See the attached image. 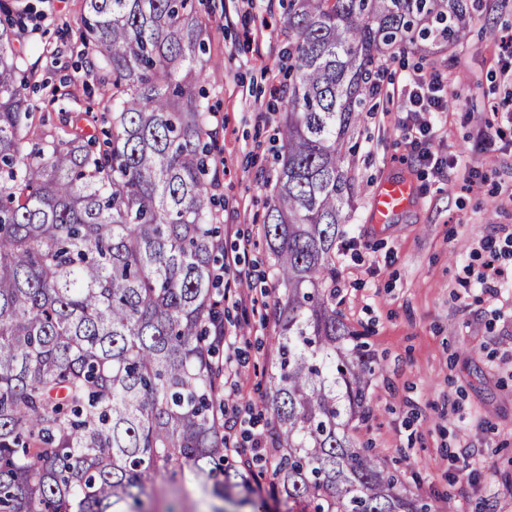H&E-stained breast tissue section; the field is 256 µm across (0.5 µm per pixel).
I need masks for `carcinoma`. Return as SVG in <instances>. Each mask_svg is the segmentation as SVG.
<instances>
[{
  "mask_svg": "<svg viewBox=\"0 0 512 512\" xmlns=\"http://www.w3.org/2000/svg\"><path fill=\"white\" fill-rule=\"evenodd\" d=\"M194 0H86L112 127L36 129L0 0V512H150L145 472L195 474L218 500L254 492L226 463L224 255L210 195L216 142ZM467 0H289L281 166L263 224L284 293L271 376L276 476L309 512H428L359 447L374 358L336 311L343 168L378 61L466 36Z\"/></svg>",
  "mask_w": 512,
  "mask_h": 512,
  "instance_id": "carcinoma-1",
  "label": "carcinoma"
}]
</instances>
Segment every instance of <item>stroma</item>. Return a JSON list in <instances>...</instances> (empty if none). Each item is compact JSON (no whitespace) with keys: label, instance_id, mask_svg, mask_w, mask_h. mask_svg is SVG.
Segmentation results:
<instances>
[{"label":"stroma","instance_id":"1","mask_svg":"<svg viewBox=\"0 0 512 512\" xmlns=\"http://www.w3.org/2000/svg\"><path fill=\"white\" fill-rule=\"evenodd\" d=\"M465 39L424 43L387 54L389 72L421 65L447 75L451 113L441 149L462 167L435 173L404 160L398 99L361 112L348 141L353 190L336 240V308L365 332L376 359L370 413L358 423L362 446L381 452L415 497L436 512H512V286L497 297L462 289L477 272L487 238L512 233V133L488 149L477 131L488 103L512 110L500 82L495 39L512 34V0H478ZM25 10L16 47L33 87L29 103L47 124L91 111L98 127L96 53L78 39L85 0H12ZM287 0H194L209 15L204 88L217 149L212 194L224 245L237 265L225 268L224 328L239 353V389L226 417L270 427L264 375L276 360L275 301L282 289L276 257L263 238L288 95ZM415 185L411 204L391 223L368 221L371 196L388 177ZM248 301L238 302V293ZM154 512H212L186 473L148 470Z\"/></svg>","mask_w":512,"mask_h":512}]
</instances>
